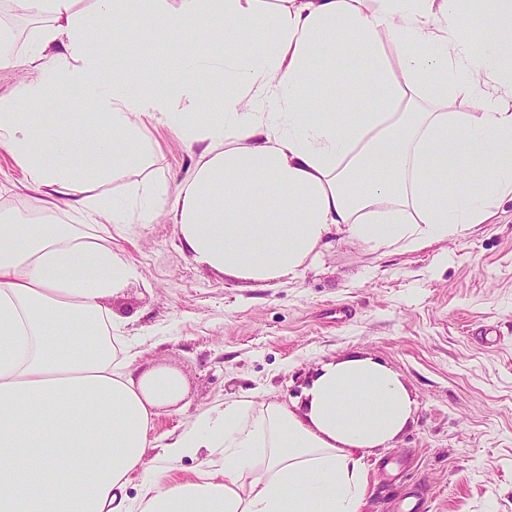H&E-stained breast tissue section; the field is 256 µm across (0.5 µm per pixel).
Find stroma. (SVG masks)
Returning a JSON list of instances; mask_svg holds the SVG:
<instances>
[{"mask_svg": "<svg viewBox=\"0 0 512 512\" xmlns=\"http://www.w3.org/2000/svg\"><path fill=\"white\" fill-rule=\"evenodd\" d=\"M17 66L0 69V97L36 79L24 66L48 16L22 15ZM72 91L35 107L46 125L96 112ZM148 170L177 186L198 156L166 126ZM12 156L0 149V210L39 209ZM138 275L108 299L134 345L135 366L177 372L183 399L156 421L174 437L224 401L301 403L326 363L357 352L396 374L413 412L389 447L365 456L361 512H512V197L455 241L381 256L343 240L297 279L259 286L197 262L169 216L112 233ZM494 326L493 344L476 331Z\"/></svg>", "mask_w": 512, "mask_h": 512, "instance_id": "stroma-1", "label": "stroma"}]
</instances>
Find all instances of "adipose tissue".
<instances>
[{
  "label": "adipose tissue",
  "instance_id": "obj_1",
  "mask_svg": "<svg viewBox=\"0 0 512 512\" xmlns=\"http://www.w3.org/2000/svg\"><path fill=\"white\" fill-rule=\"evenodd\" d=\"M459 2L94 0L86 14L78 0H15L50 21L26 59L37 79L0 98V148L43 213L92 221L0 212V512H360L366 451L388 447L411 415L402 381L351 356L321 368L301 407L234 399L159 442L155 420L184 383L131 363L107 301L138 272L112 229L169 214L198 261L265 282L298 277L335 239L384 255L484 223L512 195V0H472L467 26ZM242 28L271 44L208 57L187 46ZM160 30L180 76L141 55ZM95 38L121 41L140 70L104 69ZM204 73L233 78L221 111L193 109ZM71 87L96 112L37 124L31 106ZM337 91L356 104L349 121L323 105ZM154 121L199 148L194 173L173 191L145 177L122 197L91 195L146 168ZM201 448L222 449L220 471L182 480L149 463Z\"/></svg>",
  "mask_w": 512,
  "mask_h": 512
}]
</instances>
